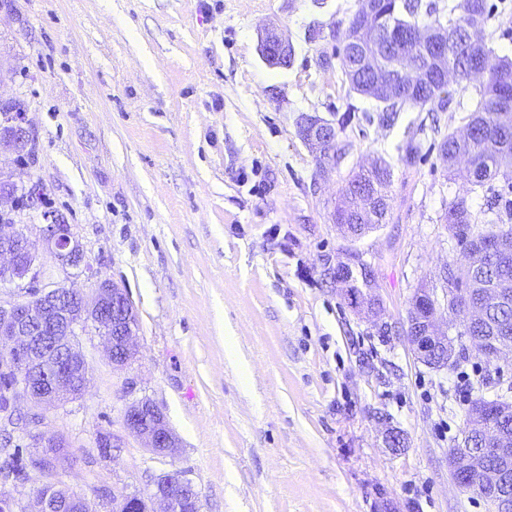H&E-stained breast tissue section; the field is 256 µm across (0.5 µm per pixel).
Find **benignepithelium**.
Instances as JSON below:
<instances>
[{"label": "benign epithelium", "mask_w": 512, "mask_h": 512, "mask_svg": "<svg viewBox=\"0 0 512 512\" xmlns=\"http://www.w3.org/2000/svg\"><path fill=\"white\" fill-rule=\"evenodd\" d=\"M379 37V27L364 23L358 29L357 43L371 45ZM261 53L265 60L288 59V41L275 31L265 33L261 39ZM335 132L332 123L321 121L308 132V141L325 145L329 134ZM36 155V140L28 127L24 114L14 116L0 124V156ZM19 185L13 174L0 168V207L13 203ZM41 238L33 241L24 228L16 224H0V285L19 284L42 256L63 269H77L90 277L97 276L93 267L85 263L83 246L76 239L62 217L44 213ZM372 272V266L357 261L353 254L339 261L335 267L336 282L351 288L355 268ZM27 298L22 301H0V371L17 372L13 385L0 391L7 400L0 412L3 423L12 429L29 433L32 447L45 448L53 441L66 445L58 435L33 431L41 424L36 416L29 421L17 420L16 401L27 398L38 405L57 403L54 393L59 383L76 376L88 377V363L77 347L78 331L88 321L105 341L106 353L117 368L125 367L132 359L133 339L137 325L135 309L126 290L110 279L98 280L90 296L68 288L72 296L68 303L58 299V292L37 287L24 288ZM416 302L408 311L405 336L417 358L433 369L448 367V334L436 324L441 300L433 288H423L415 295ZM472 344L487 368L497 371L499 362L508 354L498 342L486 336L470 337ZM39 370L47 379L51 393L31 387L25 380L27 370ZM473 418L484 431L487 447H470L467 431H462L457 446L448 450V464L455 484L463 491L478 493L481 489H495L502 480V472L491 468L487 455L506 457L509 449L500 446L499 434L493 422L481 421V412L503 416L512 413V403L480 400ZM124 426L130 434L141 438L145 447L155 456H171L177 448V437L161 408L149 399L136 400L124 409ZM192 485L177 475H161L154 481L150 501L159 505V512H182L181 490Z\"/></svg>", "instance_id": "obj_1"}]
</instances>
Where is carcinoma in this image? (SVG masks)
Returning a JSON list of instances; mask_svg holds the SVG:
<instances>
[{"instance_id":"carcinoma-1","label":"carcinoma","mask_w":512,"mask_h":512,"mask_svg":"<svg viewBox=\"0 0 512 512\" xmlns=\"http://www.w3.org/2000/svg\"><path fill=\"white\" fill-rule=\"evenodd\" d=\"M385 6L392 10L389 15L392 22L443 30L444 38L448 39V57L432 60L421 44L390 42L378 52L370 51V62L363 64L352 60L349 48L363 22L358 11L350 22L343 45V67L350 90L382 103L381 120L391 126L407 106L451 103L452 94L448 91L445 75L453 74L459 84L477 76L486 78L477 90L478 99L469 115L466 132L460 136L444 135L440 152L448 159L450 170L459 161L466 162L468 177L475 187L483 188L499 176L511 181L512 174L503 170V166H512V153H501L489 144L512 146V58L497 54L482 41L472 46L463 40L469 29L481 28L491 18L487 0H448L446 24L437 16L436 8L422 7L421 0H387ZM391 178L392 167L381 157L354 173L336 205V224L366 235L386 223L390 208L386 188ZM446 223L457 242L468 251L486 238L497 237L512 242V225L472 235V213L463 198L448 207ZM471 260L474 273L467 272L457 279L445 281L446 287L467 292L486 304L484 321L477 326L466 321V332L479 331L512 343V263L502 265L486 255H473ZM0 431L4 433L0 438L4 479L23 482L28 479L30 467L20 457V450L12 449L7 429ZM36 452L46 466L59 467L68 459L66 449L54 443L48 448H38ZM48 491L55 502L56 512H97L85 508L77 493L61 483L49 490L38 488L36 496L41 498Z\"/></svg>"}]
</instances>
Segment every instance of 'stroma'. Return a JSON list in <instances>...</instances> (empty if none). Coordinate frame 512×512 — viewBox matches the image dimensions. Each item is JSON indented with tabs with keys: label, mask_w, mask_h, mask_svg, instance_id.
Returning <instances> with one entry per match:
<instances>
[{
	"label": "stroma",
	"mask_w": 512,
	"mask_h": 512,
	"mask_svg": "<svg viewBox=\"0 0 512 512\" xmlns=\"http://www.w3.org/2000/svg\"><path fill=\"white\" fill-rule=\"evenodd\" d=\"M482 35L512 56V0H488ZM358 0H0V100H17L37 141L34 164L0 160L43 205L14 215L38 238L42 214L70 224L97 277L125 288L139 320L137 356L108 361L87 326L82 395L44 409L69 442L59 480L94 502L149 496L179 474L199 512H488L452 481L448 450L471 401L499 384L468 350L436 370L405 338L410 301L447 263L468 264L443 216L482 190L449 175L441 137L476 102L410 108L395 125L344 81V33ZM292 42L291 66L267 65L260 38ZM356 119L329 170L298 134L301 115ZM393 169L386 224L350 241L333 220L351 170ZM371 263L382 327L326 275L348 250ZM97 277L44 263L37 281L91 293ZM235 356L227 358L225 337ZM148 398L178 438L152 455L126 432L125 406ZM402 431L394 451L388 429ZM121 436L102 457L98 434Z\"/></svg>",
	"instance_id": "stroma-1"
}]
</instances>
